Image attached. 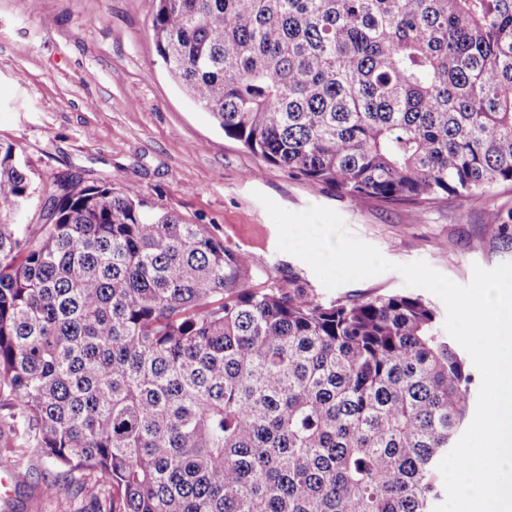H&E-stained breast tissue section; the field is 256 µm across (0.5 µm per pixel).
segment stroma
<instances>
[{
  "instance_id": "stroma-1",
  "label": "stroma",
  "mask_w": 512,
  "mask_h": 512,
  "mask_svg": "<svg viewBox=\"0 0 512 512\" xmlns=\"http://www.w3.org/2000/svg\"><path fill=\"white\" fill-rule=\"evenodd\" d=\"M155 0H0V141L16 144L40 192L55 176L137 187L153 210L203 224L247 254L252 274L323 300L404 290L397 267L422 260L465 285L474 266L512 262L497 221L512 212V185L482 205L444 198L424 207L354 202L264 163L225 137L210 114L163 67L151 30ZM335 210L347 231L396 265L327 289L311 267L279 251L259 202ZM0 512H77L67 493L40 498L0 486Z\"/></svg>"
}]
</instances>
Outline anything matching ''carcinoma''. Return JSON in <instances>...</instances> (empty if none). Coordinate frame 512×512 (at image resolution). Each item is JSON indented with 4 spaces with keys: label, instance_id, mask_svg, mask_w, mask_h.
Listing matches in <instances>:
<instances>
[{
    "label": "carcinoma",
    "instance_id": "carcinoma-1",
    "mask_svg": "<svg viewBox=\"0 0 512 512\" xmlns=\"http://www.w3.org/2000/svg\"><path fill=\"white\" fill-rule=\"evenodd\" d=\"M168 73L353 201L512 185V0H157ZM37 188L0 142V439L96 512H432L473 376L421 295L265 280L136 187Z\"/></svg>",
    "mask_w": 512,
    "mask_h": 512
}]
</instances>
